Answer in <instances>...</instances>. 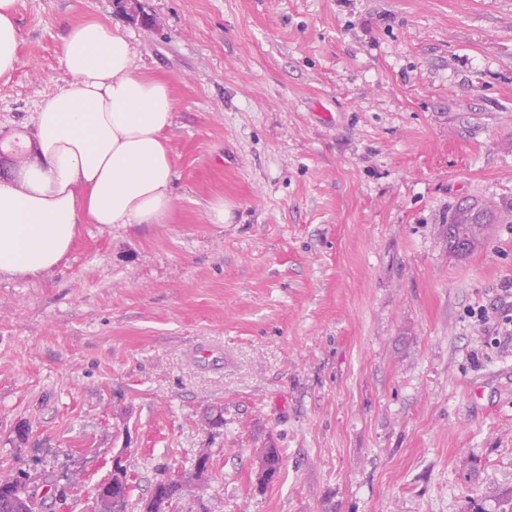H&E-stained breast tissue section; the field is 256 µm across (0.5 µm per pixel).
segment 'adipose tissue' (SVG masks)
Here are the masks:
<instances>
[{"instance_id":"ef3b65f1","label":"adipose tissue","mask_w":512,"mask_h":512,"mask_svg":"<svg viewBox=\"0 0 512 512\" xmlns=\"http://www.w3.org/2000/svg\"><path fill=\"white\" fill-rule=\"evenodd\" d=\"M18 5L0 0V81L19 62ZM62 59L71 80L33 116L34 162L0 178V275L50 277L82 225L164 224L173 209L169 84L118 26L71 27Z\"/></svg>"}]
</instances>
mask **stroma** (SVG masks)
I'll use <instances>...</instances> for the list:
<instances>
[{"label": "stroma", "instance_id": "obj_1", "mask_svg": "<svg viewBox=\"0 0 512 512\" xmlns=\"http://www.w3.org/2000/svg\"><path fill=\"white\" fill-rule=\"evenodd\" d=\"M143 4L156 29L19 3L0 142L70 82L71 26L123 25L170 85L179 179L167 223L85 224L49 278L0 277V469L65 487L43 512H94L118 460L145 498L203 448L172 512H507L512 347L469 313L512 318V0ZM464 200L506 219L461 256ZM212 343L224 369L189 361ZM255 458L258 483L262 487L272 482L279 475L283 461L282 454L279 448L270 445L268 448H259ZM266 471L272 472L274 478L265 482L262 480V474Z\"/></svg>", "mask_w": 512, "mask_h": 512}]
</instances>
